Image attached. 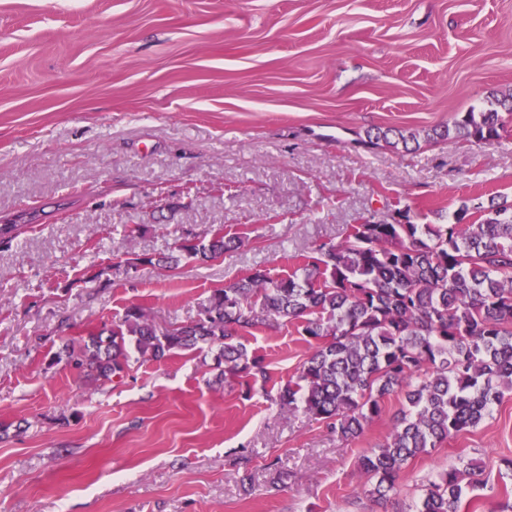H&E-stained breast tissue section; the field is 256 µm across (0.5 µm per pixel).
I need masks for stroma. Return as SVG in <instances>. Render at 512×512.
Instances as JSON below:
<instances>
[{
    "label": "stroma",
    "instance_id": "1",
    "mask_svg": "<svg viewBox=\"0 0 512 512\" xmlns=\"http://www.w3.org/2000/svg\"><path fill=\"white\" fill-rule=\"evenodd\" d=\"M510 93L512 0H0V224L18 227L0 244V512H414L470 461L461 512L512 499V392L380 506L357 460L404 399L352 441L288 410L312 350L294 327L246 337L271 376L248 395L218 384L216 344L100 386L59 355L132 304L192 321L214 289L362 219L512 202V131L424 140ZM376 127L422 143L367 148ZM218 228L241 247L127 275Z\"/></svg>",
    "mask_w": 512,
    "mask_h": 512
}]
</instances>
